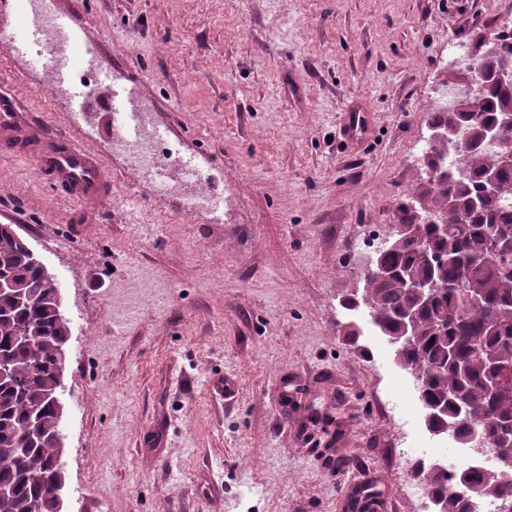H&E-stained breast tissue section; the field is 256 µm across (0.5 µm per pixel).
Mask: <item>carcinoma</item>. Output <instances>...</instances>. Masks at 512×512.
I'll use <instances>...</instances> for the list:
<instances>
[{
  "label": "carcinoma",
  "mask_w": 512,
  "mask_h": 512,
  "mask_svg": "<svg viewBox=\"0 0 512 512\" xmlns=\"http://www.w3.org/2000/svg\"><path fill=\"white\" fill-rule=\"evenodd\" d=\"M488 44L512 57V27L490 34ZM495 60L478 53L467 77L479 88L475 105L463 103L429 114L428 127L454 125L459 149L428 144L423 178L397 206L396 230L365 273L363 294L343 301L368 311L391 347L395 363L419 380L425 423L436 436L466 447L475 426L484 430L492 454L512 459V167H497L512 150V83L490 77ZM454 156L447 168L443 158ZM498 168L499 190L485 193L486 173ZM426 209L436 223H419ZM0 273L13 289L0 293V363L10 374L0 381V486L8 495L0 512H58L65 481L54 408L62 382L59 355L70 336L60 317L58 282L48 284L28 241L14 225L0 224ZM433 283L434 296L420 297L405 281ZM463 285L481 304L461 303ZM504 466L472 467L469 483L460 470L421 462L419 475L438 512H481L472 503L498 509L512 503Z\"/></svg>",
  "instance_id": "cac0c4a2"
}]
</instances>
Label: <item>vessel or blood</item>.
Wrapping results in <instances>:
<instances>
[{"label":"vessel or blood","mask_w":512,"mask_h":512,"mask_svg":"<svg viewBox=\"0 0 512 512\" xmlns=\"http://www.w3.org/2000/svg\"><path fill=\"white\" fill-rule=\"evenodd\" d=\"M371 117L359 109L344 112L341 131L350 142L362 140ZM28 142L41 172L65 188L77 202L105 201L102 160L95 152L77 145L67 131L47 132L32 113L22 111L8 93H0V150L10 151L13 143Z\"/></svg>","instance_id":"vessel-or-blood-1"}]
</instances>
